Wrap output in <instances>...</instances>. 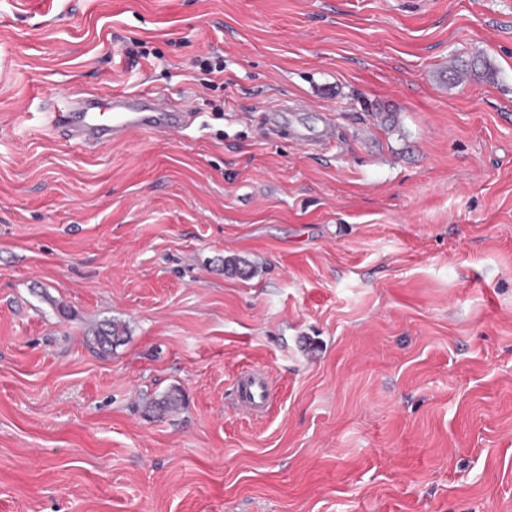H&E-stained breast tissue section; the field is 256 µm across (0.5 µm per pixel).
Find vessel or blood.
Wrapping results in <instances>:
<instances>
[{"mask_svg": "<svg viewBox=\"0 0 512 512\" xmlns=\"http://www.w3.org/2000/svg\"><path fill=\"white\" fill-rule=\"evenodd\" d=\"M49 122L75 146L91 151L125 142L137 132L184 131L191 123V113L183 104L149 93L96 94L55 108L49 115ZM288 137L306 148L330 146L336 142L335 124L333 120H325L315 135L292 126ZM237 393L250 412H263L270 398L263 372L255 371L238 380Z\"/></svg>", "mask_w": 512, "mask_h": 512, "instance_id": "1", "label": "vessel or blood"}]
</instances>
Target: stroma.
<instances>
[{
	"label": "stroma",
	"instance_id": "1",
	"mask_svg": "<svg viewBox=\"0 0 512 512\" xmlns=\"http://www.w3.org/2000/svg\"><path fill=\"white\" fill-rule=\"evenodd\" d=\"M0 512H512V0H0ZM49 123L80 149L123 143L137 132H183L191 112L151 93L96 94L49 112ZM288 139L306 148L333 145L336 143L335 123L331 118L326 119L322 129L316 135L299 127L288 126ZM91 331L94 342L102 349H106L117 346L124 340L126 328L118 322L105 321ZM237 393L246 409L261 413L269 402V389L263 372L254 371L238 380Z\"/></svg>",
	"mask_w": 512,
	"mask_h": 512
}]
</instances>
